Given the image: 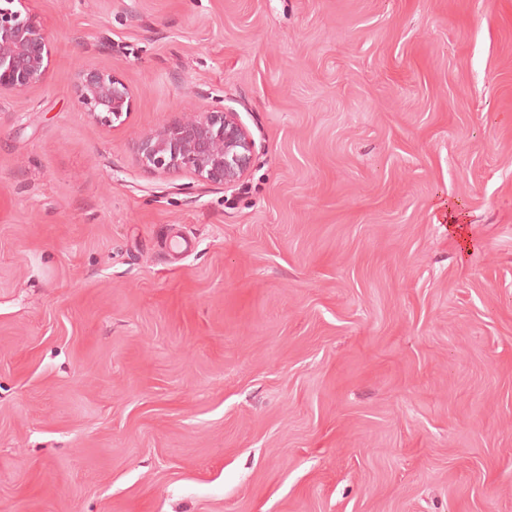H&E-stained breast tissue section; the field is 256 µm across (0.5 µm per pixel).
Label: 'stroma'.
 I'll use <instances>...</instances> for the list:
<instances>
[{"label":"stroma","mask_w":512,"mask_h":512,"mask_svg":"<svg viewBox=\"0 0 512 512\" xmlns=\"http://www.w3.org/2000/svg\"><path fill=\"white\" fill-rule=\"evenodd\" d=\"M17 7L0 512H512V0ZM218 96L243 181L140 166ZM14 0L0 1V93H25L47 73L52 42L34 17L23 15ZM75 92L86 112L102 125H112L132 109V92L122 80L86 66L76 73Z\"/></svg>","instance_id":"obj_1"}]
</instances>
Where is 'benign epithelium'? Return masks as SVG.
<instances>
[{
	"label": "benign epithelium",
	"instance_id": "benign-epithelium-1",
	"mask_svg": "<svg viewBox=\"0 0 512 512\" xmlns=\"http://www.w3.org/2000/svg\"><path fill=\"white\" fill-rule=\"evenodd\" d=\"M52 42L34 17L0 0V93H25L47 73ZM75 92L86 112L112 125L132 109V92L122 80L86 66L76 73ZM254 142L238 113L219 104L207 112L174 119L142 135L139 164L157 175L189 173L197 180L232 187L251 166Z\"/></svg>",
	"mask_w": 512,
	"mask_h": 512
}]
</instances>
